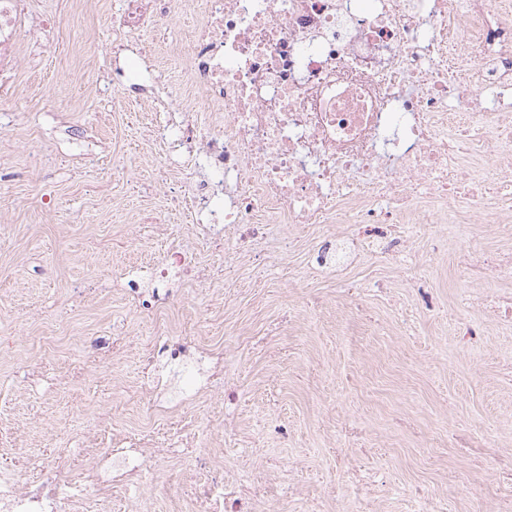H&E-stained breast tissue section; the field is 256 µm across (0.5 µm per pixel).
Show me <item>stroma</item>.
<instances>
[{
  "mask_svg": "<svg viewBox=\"0 0 512 512\" xmlns=\"http://www.w3.org/2000/svg\"><path fill=\"white\" fill-rule=\"evenodd\" d=\"M124 0H29L26 23L51 19L52 41L24 44L15 74L28 110L0 130V467L29 480L61 464L85 472L84 449L150 420L167 443L196 419L226 481L282 483L292 498L262 512H497L512 494V326L479 305L487 284L465 280L459 253H512L511 224H409L400 259L358 258L346 281L317 270L318 230L286 224L300 248L240 257L184 203L189 157L153 128L194 105L184 83L197 17L182 11L137 44L110 23ZM446 240L429 253L431 236ZM197 244L205 281L159 285L171 321L196 324L223 348V376L162 359L142 366L158 330L127 287L149 284L169 245ZM482 331L462 353L464 325ZM125 392H118V385ZM137 489H116L103 512H188L192 483L175 476L195 448Z\"/></svg>",
  "mask_w": 512,
  "mask_h": 512,
  "instance_id": "obj_1",
  "label": "stroma"
}]
</instances>
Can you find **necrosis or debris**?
<instances>
[{
	"label": "necrosis or debris",
	"mask_w": 512,
	"mask_h": 512,
	"mask_svg": "<svg viewBox=\"0 0 512 512\" xmlns=\"http://www.w3.org/2000/svg\"><path fill=\"white\" fill-rule=\"evenodd\" d=\"M201 20L185 82L223 123L172 129L204 161L191 206L236 253L273 224L324 229L316 266L337 274L361 248L396 256L410 214L424 224L512 223V0H194ZM25 0H0V121ZM480 95H473L472 86ZM346 224L348 234L332 232ZM144 429L112 471L0 470V512H82L155 464Z\"/></svg>",
	"instance_id": "4bbe7bcc"
}]
</instances>
